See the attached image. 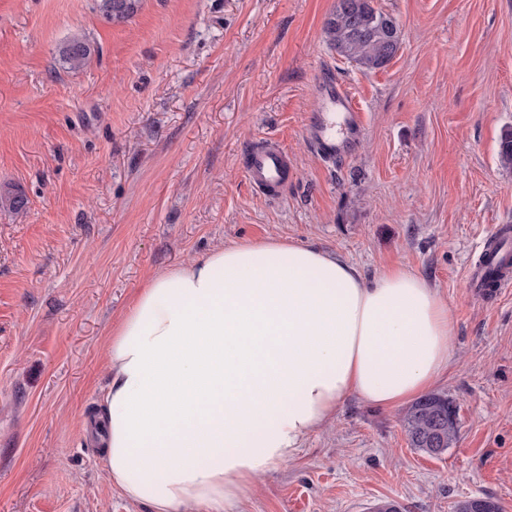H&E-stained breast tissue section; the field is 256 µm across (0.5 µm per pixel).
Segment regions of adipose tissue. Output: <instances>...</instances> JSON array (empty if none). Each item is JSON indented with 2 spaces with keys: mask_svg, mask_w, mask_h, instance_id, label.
Listing matches in <instances>:
<instances>
[{
  "mask_svg": "<svg viewBox=\"0 0 512 512\" xmlns=\"http://www.w3.org/2000/svg\"><path fill=\"white\" fill-rule=\"evenodd\" d=\"M437 290L282 238L155 275L113 329L106 469L153 512H224L350 396L391 408L454 361Z\"/></svg>",
  "mask_w": 512,
  "mask_h": 512,
  "instance_id": "adipose-tissue-1",
  "label": "adipose tissue"
}]
</instances>
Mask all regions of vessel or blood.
Returning a JSON list of instances; mask_svg holds the SVG:
<instances>
[{
	"mask_svg": "<svg viewBox=\"0 0 512 512\" xmlns=\"http://www.w3.org/2000/svg\"><path fill=\"white\" fill-rule=\"evenodd\" d=\"M364 128V114L352 94L338 83L326 82L320 91V104L309 115L305 133L315 153L324 159L347 156ZM249 181L266 195L278 196L288 183V153L279 145L252 149L246 166ZM512 238V227L502 226L484 244L488 262L470 274L475 292L492 296L512 288V255L504 248Z\"/></svg>",
	"mask_w": 512,
	"mask_h": 512,
	"instance_id": "obj_1",
	"label": "vessel or blood"
}]
</instances>
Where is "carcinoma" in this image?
I'll list each match as a JSON object with an SVG mask.
<instances>
[{"instance_id":"carcinoma-1","label":"carcinoma","mask_w":512,"mask_h":512,"mask_svg":"<svg viewBox=\"0 0 512 512\" xmlns=\"http://www.w3.org/2000/svg\"><path fill=\"white\" fill-rule=\"evenodd\" d=\"M373 0H338L327 18L323 33L329 45L345 59L365 71L385 67L400 48L399 27L389 15L372 5ZM140 0H112V20H127L137 12ZM92 54L90 41L81 34L73 35L59 50L62 63L72 70L85 65ZM500 161L512 167V129H507L499 144ZM456 414V406L448 396L431 393L417 399L404 416L408 442L416 450L430 456H441L457 437V422L448 419ZM456 512H501L492 497L460 501Z\"/></svg>"}]
</instances>
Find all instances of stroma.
<instances>
[{"instance_id": "obj_1", "label": "stroma", "mask_w": 512, "mask_h": 512, "mask_svg": "<svg viewBox=\"0 0 512 512\" xmlns=\"http://www.w3.org/2000/svg\"><path fill=\"white\" fill-rule=\"evenodd\" d=\"M400 49L367 72L323 26L336 0H0V512H152L110 480L86 429L113 326L157 272L221 245L284 238L369 278L404 266L452 312L457 360L434 392L457 408L447 454L411 448L406 405L348 398L232 512H512V289L477 295L481 242L512 225V0H374ZM95 50L68 69L60 46ZM365 114L355 151L325 160L305 127L320 77ZM290 156L268 197L252 142ZM26 195L25 210L6 206ZM92 49L94 50L84 35L75 34L61 46L59 57L67 68L77 70L85 65L92 54Z\"/></svg>"}]
</instances>
